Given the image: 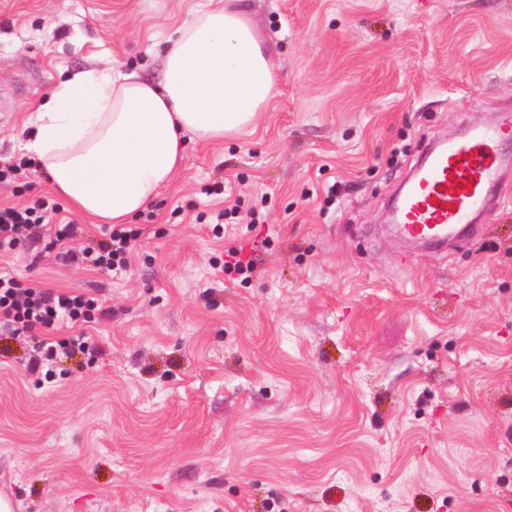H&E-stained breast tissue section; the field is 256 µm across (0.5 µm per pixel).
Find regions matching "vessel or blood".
Instances as JSON below:
<instances>
[{
    "instance_id": "1",
    "label": "vessel or blood",
    "mask_w": 512,
    "mask_h": 512,
    "mask_svg": "<svg viewBox=\"0 0 512 512\" xmlns=\"http://www.w3.org/2000/svg\"><path fill=\"white\" fill-rule=\"evenodd\" d=\"M512 113L489 125L466 127L455 139L432 145L413 180L391 208L398 237L444 246L473 232L501 204V178L512 170Z\"/></svg>"
}]
</instances>
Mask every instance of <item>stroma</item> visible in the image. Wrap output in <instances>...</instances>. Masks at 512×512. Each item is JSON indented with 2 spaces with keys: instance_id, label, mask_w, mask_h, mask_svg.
<instances>
[{
  "instance_id": "1",
  "label": "stroma",
  "mask_w": 512,
  "mask_h": 512,
  "mask_svg": "<svg viewBox=\"0 0 512 512\" xmlns=\"http://www.w3.org/2000/svg\"><path fill=\"white\" fill-rule=\"evenodd\" d=\"M207 2L0 0V156L27 158L71 72L160 78ZM240 4L276 93L254 133L188 143L127 270L62 259L45 226L0 252L98 302L0 353V485L17 512H512V175L448 248L389 220L424 142L512 110V0ZM52 196L39 165L0 186L2 207ZM235 248L250 277L224 273ZM77 336L90 353L30 369Z\"/></svg>"
}]
</instances>
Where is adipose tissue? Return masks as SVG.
<instances>
[{"label": "adipose tissue", "mask_w": 512, "mask_h": 512, "mask_svg": "<svg viewBox=\"0 0 512 512\" xmlns=\"http://www.w3.org/2000/svg\"><path fill=\"white\" fill-rule=\"evenodd\" d=\"M276 70L247 15L229 0L167 39L163 77L82 70L61 81L28 125L27 149L52 191L95 224H126L178 171L187 138L243 133L275 94Z\"/></svg>", "instance_id": "1"}]
</instances>
